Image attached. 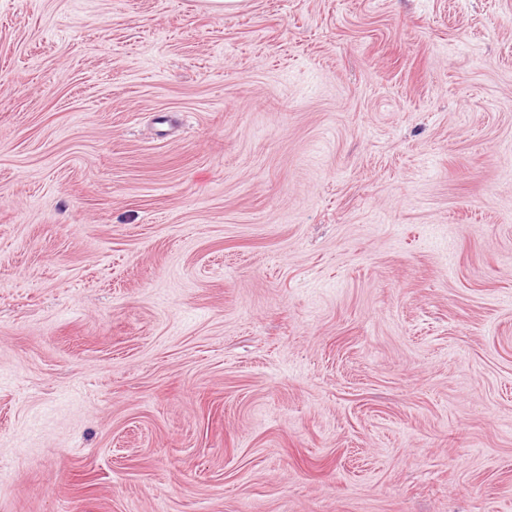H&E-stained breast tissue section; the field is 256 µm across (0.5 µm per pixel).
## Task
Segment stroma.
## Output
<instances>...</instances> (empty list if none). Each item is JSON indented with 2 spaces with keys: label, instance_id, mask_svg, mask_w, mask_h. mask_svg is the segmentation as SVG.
Wrapping results in <instances>:
<instances>
[{
  "label": "stroma",
  "instance_id": "obj_1",
  "mask_svg": "<svg viewBox=\"0 0 512 512\" xmlns=\"http://www.w3.org/2000/svg\"><path fill=\"white\" fill-rule=\"evenodd\" d=\"M0 512H512V0H0Z\"/></svg>",
  "mask_w": 512,
  "mask_h": 512
}]
</instances>
